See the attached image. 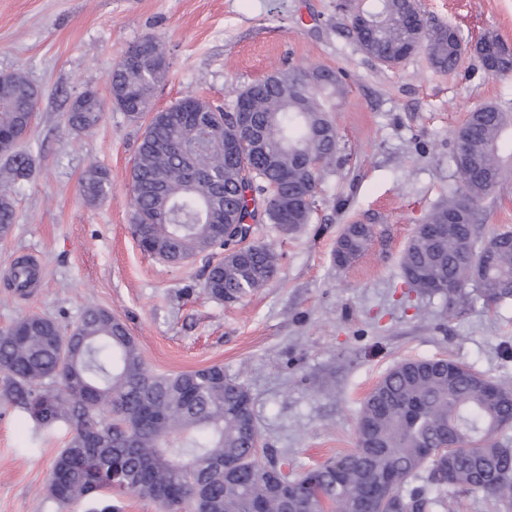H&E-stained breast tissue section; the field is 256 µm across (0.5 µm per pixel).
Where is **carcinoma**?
<instances>
[{"label": "carcinoma", "mask_w": 512, "mask_h": 512, "mask_svg": "<svg viewBox=\"0 0 512 512\" xmlns=\"http://www.w3.org/2000/svg\"><path fill=\"white\" fill-rule=\"evenodd\" d=\"M373 26L359 28L353 14ZM366 54L391 67L398 52L423 39L431 64L457 69L460 42L448 27L425 30L419 0L351 3L346 14ZM166 69L159 41L133 45L112 69L110 96L94 90L69 109L77 132L96 126L111 106L138 120L151 114L131 173V230L140 248L168 264L198 255L212 261L205 290L236 302L266 287L277 254L263 244L242 245L253 224H275L290 234L309 223L320 174L335 163L336 128L317 95L341 91L334 71H281L244 88L249 127L234 112L188 96L152 111L151 98ZM39 99L21 72L0 73V237L16 220L11 187L30 178L32 156L20 148ZM512 113L495 105L470 112L457 131L455 163L463 187L417 226L403 250L405 282L429 294L454 296L467 269L487 271L478 287L485 307L512 300V232L477 238L480 202L500 183L499 145ZM84 195L107 192L108 178L92 166ZM462 215L455 238L428 226ZM374 234L352 224L336 242V265H350ZM32 265L14 263L9 286L23 293ZM4 401L43 425L67 422L72 436L57 456L50 493L65 509L73 500L132 489L164 512H433L446 494L480 492L512 512V389L448 359L395 364L365 397L356 418V448L297 478L282 471L273 450L258 462L249 430L257 428L245 387L221 366L158 374L147 366L125 322L88 309L68 333L40 316L0 331ZM497 390L489 405L483 394ZM232 466L224 474V464ZM426 473L422 485L411 483Z\"/></svg>", "instance_id": "obj_1"}]
</instances>
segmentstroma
<instances>
[{"mask_svg": "<svg viewBox=\"0 0 512 512\" xmlns=\"http://www.w3.org/2000/svg\"><path fill=\"white\" fill-rule=\"evenodd\" d=\"M426 25L454 26L464 52L456 71L435 70L426 50L385 68L352 36L336 0H0V72H23L41 97L22 142L35 162L13 187L12 232L0 238V329L32 315L70 330L91 307L128 325L155 372L220 365L248 390L262 441L290 475L356 446L362 401L398 361L448 358L512 386V301L484 308L474 283L447 297L408 287L400 256L417 224L462 185L456 133L474 108L512 113V74L482 67L487 31L512 47V0H420ZM148 36L168 69L155 105L192 95L232 109L238 93L279 69L325 66L345 86L326 98L340 140L322 173L317 208L292 235L257 224L252 239L274 248L279 269L237 303L204 291L207 261L171 265L133 238L131 170L145 121L108 109L92 130L67 123L87 90L108 97L107 78ZM504 175L480 203L479 233L512 231V129L501 139ZM93 165L109 191L89 201ZM376 235L349 267L333 261L347 225ZM35 258L25 293L8 286L21 258ZM71 437L0 401V512H157L127 491L59 509L50 473Z\"/></svg>", "mask_w": 512, "mask_h": 512, "instance_id": "1", "label": "stroma"}]
</instances>
